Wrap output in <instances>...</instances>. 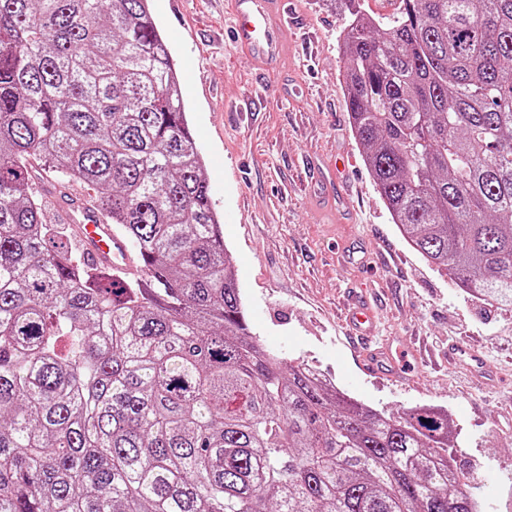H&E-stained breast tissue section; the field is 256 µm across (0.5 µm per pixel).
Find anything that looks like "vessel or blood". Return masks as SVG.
Here are the masks:
<instances>
[{"label": "vessel or blood", "instance_id": "1", "mask_svg": "<svg viewBox=\"0 0 512 512\" xmlns=\"http://www.w3.org/2000/svg\"><path fill=\"white\" fill-rule=\"evenodd\" d=\"M235 18L233 42L253 61L273 67L288 41V0H231ZM59 203L66 223L75 225L78 246L88 261L108 267L116 277H143L142 256L129 240L99 212L91 195L60 188ZM449 364H465L480 382L489 377L478 353L455 341L448 346Z\"/></svg>", "mask_w": 512, "mask_h": 512}]
</instances>
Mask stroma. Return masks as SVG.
I'll use <instances>...</instances> for the list:
<instances>
[{"label": "stroma", "mask_w": 512, "mask_h": 512, "mask_svg": "<svg viewBox=\"0 0 512 512\" xmlns=\"http://www.w3.org/2000/svg\"><path fill=\"white\" fill-rule=\"evenodd\" d=\"M305 38L267 71L228 37L229 0H152L176 58L248 323L260 342L376 408L444 411L457 469L481 512H512V392L475 386L445 364L450 340L512 382V308L464 296L402 239L350 126L339 40L347 0H293ZM376 311L381 344L424 342L435 364L411 377L370 367L343 316L351 297Z\"/></svg>", "instance_id": "obj_1"}]
</instances>
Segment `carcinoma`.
Masks as SVG:
<instances>
[{"instance_id": "cac0c4a2", "label": "carcinoma", "mask_w": 512, "mask_h": 512, "mask_svg": "<svg viewBox=\"0 0 512 512\" xmlns=\"http://www.w3.org/2000/svg\"><path fill=\"white\" fill-rule=\"evenodd\" d=\"M349 0L354 137L407 244L512 307V0ZM146 261L84 265L38 168ZM448 415L250 336L150 0H0V512H479Z\"/></svg>"}]
</instances>
